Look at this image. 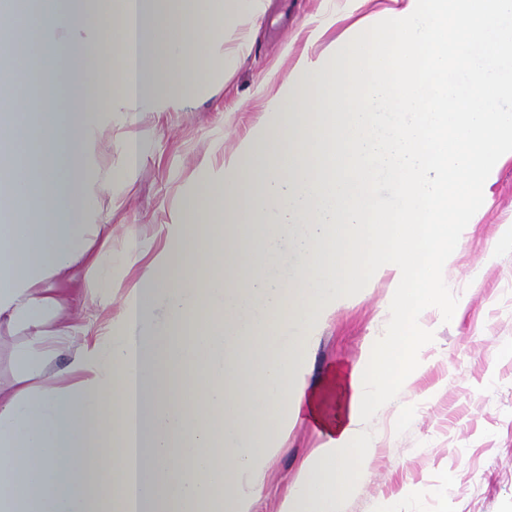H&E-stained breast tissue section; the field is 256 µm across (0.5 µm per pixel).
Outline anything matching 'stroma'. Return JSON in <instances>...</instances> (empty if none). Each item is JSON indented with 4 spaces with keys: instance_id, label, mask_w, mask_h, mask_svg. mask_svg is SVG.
Instances as JSON below:
<instances>
[{
    "instance_id": "obj_1",
    "label": "stroma",
    "mask_w": 512,
    "mask_h": 512,
    "mask_svg": "<svg viewBox=\"0 0 512 512\" xmlns=\"http://www.w3.org/2000/svg\"><path fill=\"white\" fill-rule=\"evenodd\" d=\"M391 0H262L247 16V40L226 44L237 62L215 68L208 82L194 80L187 56L169 62L177 107L149 113L124 131L104 132L96 150L99 210L112 237L100 263L113 290L99 296L84 285L76 265L71 283L74 324L108 346L119 324L125 293L146 269L128 264L129 229L144 249L159 250L173 211L192 206L196 190L241 140L268 117L269 104L296 75L298 63L331 54L347 28L346 17L384 26ZM146 147L139 168L124 167L122 136ZM489 182L476 184L478 219L449 262L448 294L417 315L429 339V368L413 372L394 395L364 420L375 448L369 480L349 490L344 512H512V243L501 242L512 225V135L491 148ZM391 276L368 272L320 316L300 374L323 406L334 409L333 376L360 362L388 327L386 309L395 294ZM324 442L312 424L285 418L274 439V463L262 476L260 512H279L302 464Z\"/></svg>"
}]
</instances>
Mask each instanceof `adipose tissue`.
Here are the masks:
<instances>
[{
    "mask_svg": "<svg viewBox=\"0 0 512 512\" xmlns=\"http://www.w3.org/2000/svg\"><path fill=\"white\" fill-rule=\"evenodd\" d=\"M158 0H24L0 25L46 51L83 54L68 78L66 111L30 109L24 72L7 69L0 113V321L24 331L11 387H0V512H254L272 462L279 409L306 413L325 438L281 512H343V494L366 481L374 450L366 415L414 370L425 369L414 311L441 298L450 247L475 220L470 186L484 180L486 149L512 132V0H395L389 24L340 38L332 60L306 62L272 101L273 121L181 211L166 247L127 292L109 348L78 347L69 383L45 387L46 347L72 342L60 286L86 261L88 287L107 292L90 249L96 218L95 150L102 132L175 99L169 60L191 56L199 78L259 0H192L191 14L137 33ZM119 24H112V16ZM206 25L197 26V17ZM118 48L114 86L97 52ZM365 89L353 100L348 88ZM320 137H300L307 114ZM386 175L402 200L390 216L365 193ZM250 191H243L242 180ZM80 196L70 205L67 189ZM203 237L201 251L185 243ZM236 246L225 250V237ZM293 253L287 281L269 271L276 242ZM390 242L379 253L373 243ZM253 271L229 282L226 265ZM393 272L390 329L366 359L339 373L338 410L307 393L298 366L317 314L367 269ZM165 303L189 335L155 321ZM256 362L240 369L242 350ZM186 370L163 379L160 362Z\"/></svg>",
    "mask_w": 512,
    "mask_h": 512,
    "instance_id": "ef3b65f1",
    "label": "adipose tissue"
}]
</instances>
